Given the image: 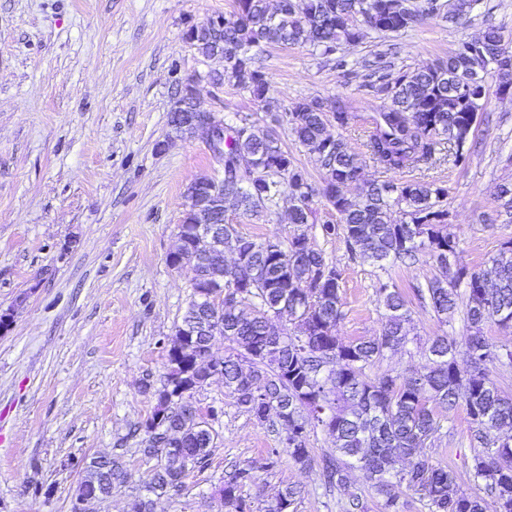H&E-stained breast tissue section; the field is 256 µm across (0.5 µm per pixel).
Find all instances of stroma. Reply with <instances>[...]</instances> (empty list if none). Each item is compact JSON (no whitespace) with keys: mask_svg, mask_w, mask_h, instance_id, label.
<instances>
[{"mask_svg":"<svg viewBox=\"0 0 512 512\" xmlns=\"http://www.w3.org/2000/svg\"><path fill=\"white\" fill-rule=\"evenodd\" d=\"M232 9L233 0H0V315L10 317L0 328V512H71L86 457L118 458L127 471L86 512H127L152 477L140 426L194 276L167 257L187 187L220 168L203 132L171 126L176 92L192 81L200 109L271 125L246 93L217 81L220 62L185 40L190 27ZM491 24L512 32V0H481L463 31L441 15L399 33L367 32L345 47L343 68L310 46L273 45L262 55L269 95L284 106L302 98L345 105L352 120L342 136L363 156L382 105L366 86V61L383 51L395 69L411 70ZM467 147L464 164L436 163L424 175L448 190L458 264L479 270L512 238L497 198L512 183V97L488 99ZM335 219L321 208L313 223L292 224L284 204L267 220L232 217L250 235H306L343 271L338 336L369 338L385 321L379 284L409 295L439 269L426 256L382 268L350 259L343 241L322 234ZM408 306L407 344L377 360L370 376L408 375L427 363L430 338L468 333L465 305L444 319L416 301ZM193 401L224 406L210 464L179 495L155 499L154 512H225L217 489L238 463L256 467L242 490L252 512H268L288 485L303 490L294 512H344L349 493L369 494L357 469L347 488L327 495L315 469L288 455L266 467L278 438L236 406L223 380H210ZM438 415L425 452L455 472L458 491L477 494L469 418L460 406ZM38 486L50 496L36 495Z\"/></svg>","mask_w":512,"mask_h":512,"instance_id":"obj_1","label":"stroma"}]
</instances>
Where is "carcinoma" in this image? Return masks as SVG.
I'll list each match as a JSON object with an SVG mask.
<instances>
[{
	"mask_svg": "<svg viewBox=\"0 0 512 512\" xmlns=\"http://www.w3.org/2000/svg\"><path fill=\"white\" fill-rule=\"evenodd\" d=\"M440 0H419L405 7L402 0H234L224 16V31L190 28L186 40L207 58L224 48V79L261 104L271 121L286 119L295 142L317 157L323 172L316 188L285 148L276 128L261 136L253 132L250 115L240 112L224 122V209L250 217L276 212L284 194L291 203L290 223L308 224L318 203L340 218L322 225L323 235L344 240L354 258L381 264L404 263L424 255L433 259L440 274L417 289L416 296L439 316L456 306L457 286L465 284L466 319L471 332L457 340L435 336L429 362L408 377L370 378L366 369L386 353L403 347L409 336L411 313L403 295L388 284L378 288L387 310L379 335L368 340H345L336 335L343 318L340 294L343 271L322 252L308 246L303 235L284 240L277 234L256 237L224 225V247L199 254L194 242L197 225L185 213L178 225V244L170 266L185 261L195 271L192 292L181 322L175 327L173 352L167 354V372L154 389L156 404L144 423L146 445L140 449L155 461L147 494L136 496L129 512H153V497L176 495L186 479L209 466L218 433L213 422L223 408L202 413L193 391L209 381L204 356L216 338L232 345L224 357V388L257 424L280 434L284 451L303 468L317 466V478L327 492L347 487L350 471L367 474L378 496L380 512H402L401 488L419 495L428 512H512V435L493 440L490 432L512 428V396L489 377V366L507 358L482 336L490 319L512 327V239L490 258L496 288L486 297L483 270H469L451 259L458 241L448 232L446 188L423 177L398 182L363 180L362 167L340 133L351 116L341 105L326 109L318 98L298 99L281 114L268 97L269 81L258 55L270 45H310L323 56L346 61L343 46L359 42L362 29L398 33L438 16ZM470 0H454L451 19L465 28ZM473 55L459 49L448 57L425 62L412 71L393 74L386 66L375 71L369 88L384 101L373 130L364 144L366 155L387 171L432 165L441 155L458 166L467 155L465 144L476 126L481 100L504 82L503 69L512 68V36L489 26L478 37L461 34ZM336 125V132L330 126ZM363 183L352 196L348 187ZM234 253L224 263V250ZM235 285V296L219 309L203 305L202 297L214 288ZM280 315L291 328L280 342L266 339L269 319ZM471 363L459 369V349ZM267 397L258 404V395ZM461 406L471 423V440L482 448L473 458L470 476L486 496H466L455 490L456 477L422 454L427 440L440 429L435 406ZM166 434L164 447L152 436L156 419ZM320 428L333 438L335 451L314 457L308 447L310 431ZM83 477L76 498L87 489L99 498L112 495V484L126 476L114 458L82 460ZM256 479L249 464L237 466L219 488L227 512H250L241 495ZM301 497V488L287 486L269 512H289Z\"/></svg>",
	"mask_w": 512,
	"mask_h": 512,
	"instance_id": "obj_1",
	"label": "carcinoma"
}]
</instances>
